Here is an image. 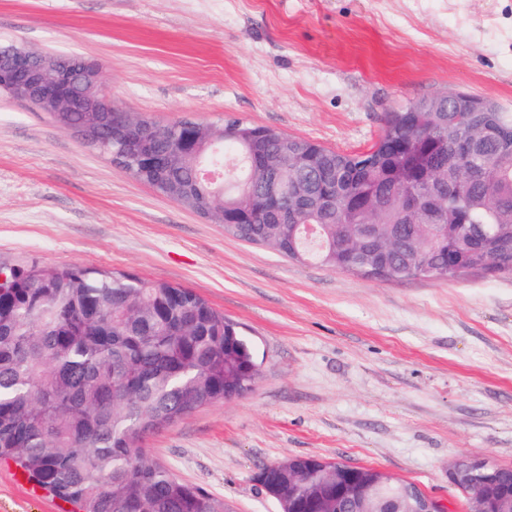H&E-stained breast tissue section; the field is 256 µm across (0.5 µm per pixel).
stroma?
<instances>
[{
  "label": "stroma",
  "instance_id": "35a3bbf8",
  "mask_svg": "<svg viewBox=\"0 0 512 512\" xmlns=\"http://www.w3.org/2000/svg\"><path fill=\"white\" fill-rule=\"evenodd\" d=\"M74 55L158 125L233 118L369 149L409 102L470 93L512 112V0H0V45ZM103 266L193 290L259 367L241 397L150 437L151 457L233 512L296 456L378 468L469 512L459 458L512 467V275L376 281L288 260L136 180L0 95V265ZM0 462V512H60Z\"/></svg>",
  "mask_w": 512,
  "mask_h": 512
}]
</instances>
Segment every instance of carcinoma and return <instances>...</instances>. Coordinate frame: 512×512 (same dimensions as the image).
Instances as JSON below:
<instances>
[{"label":"carcinoma","instance_id":"obj_1","mask_svg":"<svg viewBox=\"0 0 512 512\" xmlns=\"http://www.w3.org/2000/svg\"><path fill=\"white\" fill-rule=\"evenodd\" d=\"M186 128L154 142L159 179L224 232L379 281L512 274V113L464 92L388 115L368 152L290 136L244 146ZM473 146L460 151V142ZM224 170V195L197 184ZM288 186L278 208L266 186ZM412 197L417 205L409 206ZM0 291V460L77 512H230L145 448L196 409L248 392L252 346L194 291L106 267H11Z\"/></svg>","mask_w":512,"mask_h":512}]
</instances>
